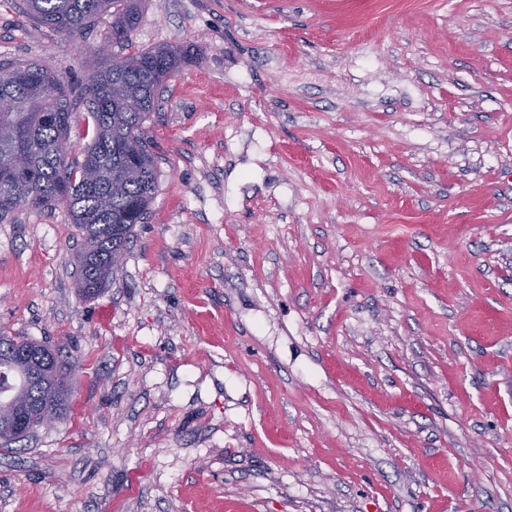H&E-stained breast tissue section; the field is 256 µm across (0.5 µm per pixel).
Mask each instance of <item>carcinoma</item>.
<instances>
[{
  "label": "carcinoma",
  "mask_w": 512,
  "mask_h": 512,
  "mask_svg": "<svg viewBox=\"0 0 512 512\" xmlns=\"http://www.w3.org/2000/svg\"><path fill=\"white\" fill-rule=\"evenodd\" d=\"M39 25L80 36L103 15L112 17V43L129 46L143 0H16ZM187 61L179 47L158 45L127 55L96 54V67L72 84L38 62H0V97L21 102L0 112V223L21 208L64 204L84 247L77 256V288L92 296L106 287L132 236L143 223L157 189V156L144 124L156 110L166 83ZM83 102L95 135L83 159L68 158L71 123L40 121L43 112L72 113ZM14 337L0 331V363L18 359ZM59 357L42 371L47 385L25 388L23 401L57 419L66 416L71 387L60 376Z\"/></svg>",
  "instance_id": "cac0c4a2"
}]
</instances>
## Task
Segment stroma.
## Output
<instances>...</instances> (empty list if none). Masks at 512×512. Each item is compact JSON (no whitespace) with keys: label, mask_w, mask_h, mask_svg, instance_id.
I'll return each instance as SVG.
<instances>
[{"label":"stroma","mask_w":512,"mask_h":512,"mask_svg":"<svg viewBox=\"0 0 512 512\" xmlns=\"http://www.w3.org/2000/svg\"><path fill=\"white\" fill-rule=\"evenodd\" d=\"M0 0V60L91 76ZM189 61L107 288L64 205L0 223V330L67 418L0 512H512V0H147ZM61 371H66L59 359V353H55L53 362L42 371L45 382L49 387L43 385H34L26 387L23 394V401L26 404L34 406L43 414L56 417L58 420L64 419L69 408L71 397L70 384L60 376ZM38 415L33 424L38 428L48 427L56 422L44 415Z\"/></svg>","instance_id":"obj_1"}]
</instances>
